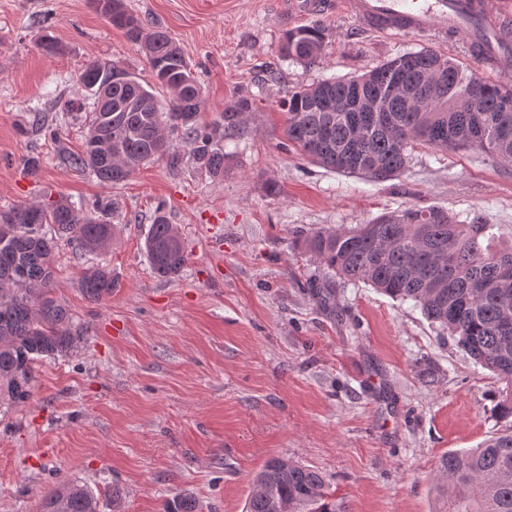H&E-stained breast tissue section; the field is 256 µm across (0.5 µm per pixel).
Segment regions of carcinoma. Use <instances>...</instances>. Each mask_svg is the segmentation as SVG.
<instances>
[{
    "instance_id": "cac0c4a2",
    "label": "carcinoma",
    "mask_w": 512,
    "mask_h": 512,
    "mask_svg": "<svg viewBox=\"0 0 512 512\" xmlns=\"http://www.w3.org/2000/svg\"><path fill=\"white\" fill-rule=\"evenodd\" d=\"M105 15L113 27L139 45L156 82L173 92L168 110L159 106L120 63L94 60L77 76L80 101L66 114H84V149L66 157L103 184L128 179L142 163L169 152V135L181 132L193 162L212 177H224V137L239 133L249 110L246 99L221 114L215 127L199 123L203 90L181 48L160 28L144 32L124 0H111ZM326 47L319 24L285 34V57L311 66ZM416 88L418 103L385 99L397 77ZM474 82L472 98L460 101L455 87ZM359 89L374 112H336ZM288 144L312 163L342 174L380 182L401 173L416 143L445 149L478 144L492 156L512 161V85L466 74L456 61L432 49L406 52L369 72L328 78L288 95ZM493 225L478 217L468 224L437 207H407L349 230L319 229L301 245L327 272L362 281L402 301H413L431 323L448 331L474 362L492 371L504 388L497 406L502 432L475 448L452 451L441 462L436 491L444 512H512V245L499 247ZM112 202L98 200L93 212L62 199L24 204L0 212V407L25 403L34 365L68 354L81 329L52 296L57 240L83 254L112 246ZM154 272L176 277L186 263L176 225L157 213L145 240ZM83 293L91 302L112 295V272L86 269ZM42 512H99L94 492L75 482L60 483L42 500ZM190 495L165 505V512H198ZM246 512H336L323 476L313 468L275 457L253 478Z\"/></svg>"
}]
</instances>
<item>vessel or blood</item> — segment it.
<instances>
[{
	"label": "vessel or blood",
	"mask_w": 512,
	"mask_h": 512,
	"mask_svg": "<svg viewBox=\"0 0 512 512\" xmlns=\"http://www.w3.org/2000/svg\"><path fill=\"white\" fill-rule=\"evenodd\" d=\"M344 6L363 28L386 36L464 35L476 54L491 58L496 74L512 76V58L499 51L512 39V13L495 0H344Z\"/></svg>",
	"instance_id": "1"
}]
</instances>
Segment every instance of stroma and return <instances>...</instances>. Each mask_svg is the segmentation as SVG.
<instances>
[{"instance_id": "stroma-1", "label": "stroma", "mask_w": 512, "mask_h": 512, "mask_svg": "<svg viewBox=\"0 0 512 512\" xmlns=\"http://www.w3.org/2000/svg\"><path fill=\"white\" fill-rule=\"evenodd\" d=\"M287 2L125 0L182 49L204 91L202 124L241 98L251 110L243 132L223 142V178L196 169L174 133L179 167L163 157L104 185L65 161L84 136L81 123L61 120L64 102L80 97L75 74L108 58L161 104L171 91L90 0H0V211L58 199L115 207L109 251L79 257L59 245L52 294L83 334L69 355L36 364L27 402L0 408V512H40L66 480L94 491L100 512H163L183 493L200 512H244L254 474L272 457L320 471L338 512H439L442 456L497 432L501 384L490 371L412 302L329 278L297 237L416 206L465 222L483 216L512 242V163L418 145L389 180L341 175L287 148L284 105L295 88L425 47L486 81L490 67L463 36L388 37L340 6L321 17L327 47L308 67L281 51L288 29L305 24L284 19ZM47 31L59 54L40 48ZM36 114L61 124L59 139L29 131ZM31 154L42 168L29 177ZM158 212L186 247L172 279L155 274L143 250ZM95 264L115 281L98 303L82 292ZM315 283L332 289L328 304Z\"/></svg>"}]
</instances>
